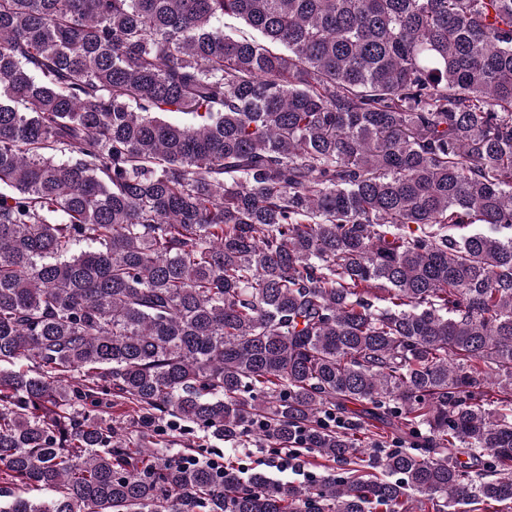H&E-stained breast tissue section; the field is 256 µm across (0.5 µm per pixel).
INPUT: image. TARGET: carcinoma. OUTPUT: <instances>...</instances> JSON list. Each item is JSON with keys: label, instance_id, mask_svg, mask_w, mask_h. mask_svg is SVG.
<instances>
[{"label": "carcinoma", "instance_id": "cac0c4a2", "mask_svg": "<svg viewBox=\"0 0 512 512\" xmlns=\"http://www.w3.org/2000/svg\"><path fill=\"white\" fill-rule=\"evenodd\" d=\"M461 504L512 509V0H0V512ZM202 436V433H200L199 431H187V433L183 436L182 438V446H185V447H193V448H197L196 446L198 444H201L200 448H205V451L208 455L212 456V457H216L215 454H218V455H221V456H224V454H226V458L228 457V454H233V451H230L228 450L227 448V445L225 444L224 445V442L223 441H217V440H210L209 442H204L203 440H201V438L199 439L198 437H201ZM226 446V447H225ZM208 448V449H206ZM210 448H213L214 451H211ZM269 446H270L269 444H267V445L264 444L263 447H265V448H256L255 446H250L249 449L251 451L249 450L246 453L244 452V450L240 451V452H234V455L236 457H238L239 459H243L244 460L243 463L249 464L250 465L249 468H253V467H256V465H257V463H256L257 458L261 457V458L267 460L269 457H272L271 454L273 453L274 448H271ZM281 449H287V450L284 452H282V450L275 451L276 456L270 458L268 463L265 462V463H267V465L269 467L262 465V466L254 468L252 470L251 469L249 470L247 465L242 464V461H239L235 458L236 468L238 467V465L236 463L241 462L239 464V472H240L239 475L246 477L247 475L244 473H246L248 470H249V472L247 474L254 472V471H264L275 482H277L281 485H284V486H288V483L289 484L290 483H298V482L303 483L302 482L303 478L308 480L309 482H314L315 476L311 473L316 474L318 480L327 474V472H325L326 469L320 465V463L322 461L320 459H317L316 461H314V459L312 457H310L309 456L310 454H308L306 451L302 450L303 454L299 458V460L302 461L301 464L304 466L305 471L311 472V473H305L303 467L297 461L298 456H299L297 453L298 452L297 450H293L290 448H281ZM259 451H262V453H259ZM252 452H253V456L250 459H246L245 454L248 455L247 457H249V455H251L250 453H252ZM307 459L310 460L309 461L310 463L307 462ZM271 467H274V468H271ZM275 468L278 471L285 472V473H280ZM241 473H243V474H241ZM296 475H298V476H296ZM302 476H303V478H302Z\"/></svg>", "mask_w": 512, "mask_h": 512}]
</instances>
